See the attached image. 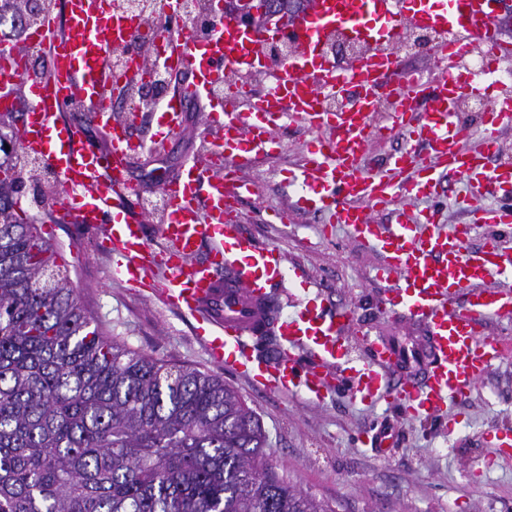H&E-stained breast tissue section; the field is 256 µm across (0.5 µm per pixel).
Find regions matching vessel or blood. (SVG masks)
<instances>
[{"mask_svg": "<svg viewBox=\"0 0 512 512\" xmlns=\"http://www.w3.org/2000/svg\"><path fill=\"white\" fill-rule=\"evenodd\" d=\"M501 2L316 0L314 13L289 32L288 63L273 71L263 58L266 34L239 42L236 19L225 16L219 39L150 40L151 54L120 76L113 51L139 42L141 23L126 20L121 0H65L64 32L39 23L22 46L0 49V112L21 110L16 140L59 178L61 219L100 230L113 278L149 288L164 308L192 317L211 363L274 395L320 404L344 385L361 404L387 401L432 415L466 398L493 363L512 354V343L488 334L491 319L512 317V162H489L512 130V84L458 67L477 48L491 53V66L512 61V43L499 33ZM414 26L444 37L436 53L449 66L434 81L404 75L396 48ZM339 32L368 48L347 65L358 96L344 112L325 109L321 98L336 84L322 46ZM158 62L188 82L157 111L152 140L180 129L191 100L206 102L205 127L215 138L201 158L163 180L160 248L149 239L140 187L130 176L147 143L131 135L135 111H114L107 94L115 83L137 84ZM476 93L492 106L478 148L468 150L457 108ZM68 106L90 114L106 146L86 142L82 124L63 118ZM285 124L315 133L290 173L299 192L289 210L328 215L375 255L385 303L420 331L412 341L373 336L368 356L356 359L351 309L314 298L284 314L275 293L284 256L248 236L241 214L254 194L244 173L282 151ZM384 131L405 135L408 144L379 169L368 168L369 147ZM446 178L460 181L466 197L498 195L505 203L474 209L471 223L454 225L444 224L439 210L410 209L411 201L437 194ZM384 212L393 223L379 222ZM477 226L487 243L471 251L466 241Z\"/></svg>", "mask_w": 512, "mask_h": 512, "instance_id": "obj_1", "label": "vessel or blood"}]
</instances>
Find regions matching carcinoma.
<instances>
[{
    "mask_svg": "<svg viewBox=\"0 0 512 512\" xmlns=\"http://www.w3.org/2000/svg\"><path fill=\"white\" fill-rule=\"evenodd\" d=\"M0 161V512H335L280 477L233 387L113 340Z\"/></svg>",
    "mask_w": 512,
    "mask_h": 512,
    "instance_id": "obj_1",
    "label": "carcinoma"
}]
</instances>
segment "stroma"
Wrapping results in <instances>:
<instances>
[{"mask_svg": "<svg viewBox=\"0 0 512 512\" xmlns=\"http://www.w3.org/2000/svg\"><path fill=\"white\" fill-rule=\"evenodd\" d=\"M204 130L201 105H187L181 131L161 143L159 152L135 161L131 177L144 185L146 197L160 195L161 180L176 176L197 157ZM278 135L282 153L248 173L255 194L244 206L243 221L259 244L277 246L285 256V312L319 291L332 304L354 309L355 358L365 355L363 335H417L416 326L378 305L374 258L341 226L306 213L281 223L277 211L295 193L289 173L300 165L311 135L301 127L282 128ZM39 194L38 221L61 251L83 306L127 348L191 365L234 387L260 418L266 454L286 481L335 501L337 512H512V461L496 460L489 439L492 433L512 431V356L496 363L467 398L418 419L385 402L373 408L354 403L344 388L319 405L299 395L264 393L209 361L195 338L193 319L165 310L146 289L110 277V258L97 236L56 219L58 183L41 185ZM383 430L392 432L395 447L381 450L365 443L366 432Z\"/></svg>", "mask_w": 512, "mask_h": 512, "instance_id": "stroma-1", "label": "stroma"}]
</instances>
